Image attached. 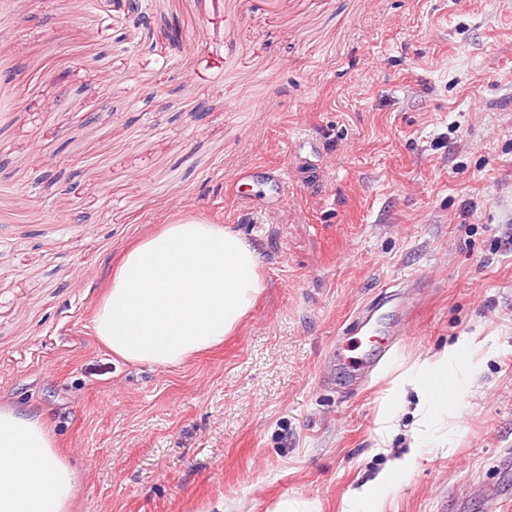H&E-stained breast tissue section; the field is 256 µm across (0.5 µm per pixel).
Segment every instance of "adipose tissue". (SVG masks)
Returning a JSON list of instances; mask_svg holds the SVG:
<instances>
[{
	"label": "adipose tissue",
	"instance_id": "1",
	"mask_svg": "<svg viewBox=\"0 0 512 512\" xmlns=\"http://www.w3.org/2000/svg\"><path fill=\"white\" fill-rule=\"evenodd\" d=\"M264 290L256 249L221 224L186 220L167 225L123 257L93 330L112 353L132 364L161 369L182 365L223 344L254 308ZM481 341L460 337L396 377L379 406L380 439H389L408 390L418 394L411 452L446 444L485 359ZM450 381L448 396L436 399L431 379ZM408 458L362 484L343 512H382L406 474ZM77 477L37 416L0 408V512H72Z\"/></svg>",
	"mask_w": 512,
	"mask_h": 512
}]
</instances>
